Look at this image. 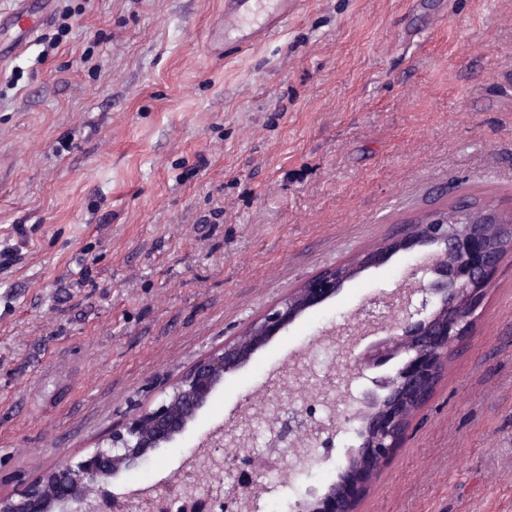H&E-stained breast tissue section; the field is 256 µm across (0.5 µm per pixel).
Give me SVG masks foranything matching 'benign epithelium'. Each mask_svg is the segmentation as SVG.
<instances>
[{
    "label": "benign epithelium",
    "instance_id": "1",
    "mask_svg": "<svg viewBox=\"0 0 512 512\" xmlns=\"http://www.w3.org/2000/svg\"><path fill=\"white\" fill-rule=\"evenodd\" d=\"M416 247L420 252L408 271L412 287L396 294L383 291L372 301L374 307L396 309L397 317L385 326L386 336L355 356L351 381L365 378V371L381 368L395 358L400 359V366L391 374L373 378L374 388L370 390L343 392L348 407H364L355 413L362 421L360 442L350 451L359 465L354 469L344 463L337 480L322 494L293 506V512H356L378 473V464L388 461L405 437L409 424L406 409L422 405L437 385L448 367V349L470 333L479 317L483 293L498 273L507 248H512L511 242L491 240L481 224H447L437 213L428 211L354 261L312 277L224 344L223 350L199 361L157 407L133 413L83 458H67L16 494L0 496V512H99L108 500L91 498V489L138 468L150 452L182 434L223 384L225 374L245 364L302 312L334 296L361 271L382 263L394 250ZM455 248L462 250L463 256L460 262L451 263L448 257ZM281 393L280 383L267 384V396L278 402L272 415L276 424L281 422L280 413L288 410V404L281 402ZM251 410V404H244L237 416L210 433L186 462H201L209 474H218L222 461L208 456L207 448L248 447ZM282 432L290 434L294 466L308 467L313 434L303 429L284 428ZM244 464L250 478L236 483L231 498L237 512H260L263 467L251 455L244 456ZM156 492L154 486L133 490L125 496L124 505L142 512Z\"/></svg>",
    "mask_w": 512,
    "mask_h": 512
}]
</instances>
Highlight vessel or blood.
<instances>
[{
	"label": "vessel or blood",
	"instance_id": "1",
	"mask_svg": "<svg viewBox=\"0 0 512 512\" xmlns=\"http://www.w3.org/2000/svg\"><path fill=\"white\" fill-rule=\"evenodd\" d=\"M299 0H224L225 41L247 48L283 27ZM54 0H10L0 8V62L26 49L54 15Z\"/></svg>",
	"mask_w": 512,
	"mask_h": 512
}]
</instances>
